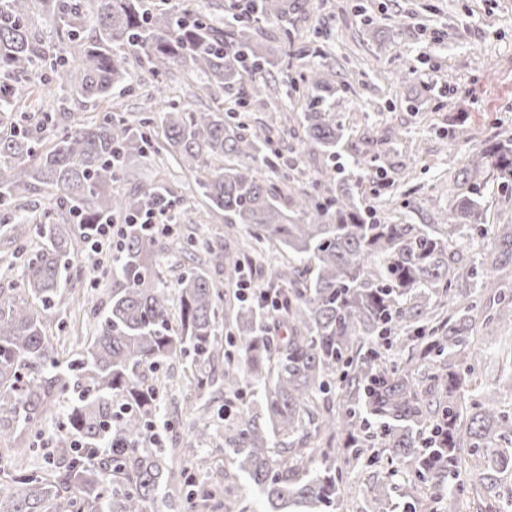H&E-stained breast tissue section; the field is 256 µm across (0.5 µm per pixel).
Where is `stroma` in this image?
I'll return each mask as SVG.
<instances>
[{
    "mask_svg": "<svg viewBox=\"0 0 512 512\" xmlns=\"http://www.w3.org/2000/svg\"><path fill=\"white\" fill-rule=\"evenodd\" d=\"M256 36L276 52L287 44V57H278L262 76L276 87L273 98L250 97V80L204 94L196 77L178 74L172 82L176 101L190 109L214 104L236 107L246 101L251 132L285 125L291 133L276 150L291 174L310 186L321 171H328L330 188L349 184L357 202L376 222L436 224L461 188L457 170L485 148L491 139L512 135V0H307L292 8L286 20L260 23ZM335 76L336 119L342 123L347 144L336 155L303 150L304 119L312 99L302 81L309 67ZM153 91L144 80L114 90L111 105L87 103L76 108L74 119L101 117L111 108L114 117L138 124ZM369 162L354 166L357 155ZM162 181L172 191L176 224L157 235L161 278L174 285L179 274L193 267L188 255H173L168 247L174 235H196L226 251L246 243L248 233L239 224L209 217V208L196 191L193 174L182 171L166 153L127 159L114 192L128 194L140 186ZM475 184L487 221L512 224V192L503 190L491 165L480 166ZM108 278H85L74 293L64 294L48 334L61 350H79L83 339L72 336L71 321L78 302L102 300L111 288ZM475 344L483 356L473 378L477 388L500 379L499 402L512 410V366L505 364L512 351V331L477 332ZM66 417L65 405L44 416L29 429L31 443L23 455L0 457V489L16 464L42 468L52 439ZM223 422H216L200 448L212 461V475L224 482V505L217 512L258 508L256 494L226 454ZM347 489L340 512H374L371 493L377 480L405 487V471L395 470L387 454L375 465L355 471L344 461L335 464ZM415 492L400 500L410 508Z\"/></svg>",
    "mask_w": 512,
    "mask_h": 512,
    "instance_id": "1",
    "label": "stroma"
}]
</instances>
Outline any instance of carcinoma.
<instances>
[{"label": "carcinoma", "mask_w": 512, "mask_h": 512, "mask_svg": "<svg viewBox=\"0 0 512 512\" xmlns=\"http://www.w3.org/2000/svg\"><path fill=\"white\" fill-rule=\"evenodd\" d=\"M61 37L54 54L31 21ZM286 15L279 0H251L250 15L235 30L176 4L151 11L142 0H0V118L11 131L0 137V221L14 240L30 217L22 199L41 190L56 195L66 222L42 224L43 243L22 265L16 293L0 294V452H12L24 429L61 400L71 402L65 429L53 437L43 470L17 467L0 512H148L160 490L182 483L185 472L164 462L149 435L167 389L140 380L139 368L190 360L197 391L210 386L225 318L237 355L224 353V394L247 387L258 399L253 417L227 424L226 449L255 487L264 512H336L343 480L336 476L335 433L352 469L372 465L381 448L428 484L432 502L455 512L462 495L486 501L484 512H509L512 487V411L490 391L472 390L478 361L473 332L512 326V290L494 305L481 297L499 271L512 270V225L493 236V260L466 254L464 237L482 231L483 210L472 195L450 204L444 224L370 223L351 191L315 188L293 194L266 179L254 162L277 166L276 128L249 134L247 115L218 108L193 112L166 95L173 71L199 77L205 89L231 87L251 62L256 75L269 64L254 25ZM157 82L164 149L195 175L199 193L226 224H244L250 241L288 251L268 287L225 301L205 270L177 281V299L162 286L155 241L142 218L172 207L171 191L157 182L130 196L111 194L123 162L152 148L144 131L107 112L91 122L29 100L34 81L55 84L68 100L109 101L112 91ZM317 91H332L333 74L318 67L303 77ZM305 146L334 152L345 141L336 113H304ZM486 160L512 185V137L495 141L459 170L472 180ZM126 215L112 267L108 303L86 312L95 323L88 347L62 357L47 335L53 309L78 255L88 247V224ZM208 261L225 276H242L243 261L221 247ZM451 305L443 316L439 306ZM412 354L387 364L395 347ZM337 391L329 403L328 394ZM182 455L203 471L209 459L195 442ZM397 488L378 486L379 512H395Z\"/></svg>", "instance_id": "cac0c4a2"}]
</instances>
